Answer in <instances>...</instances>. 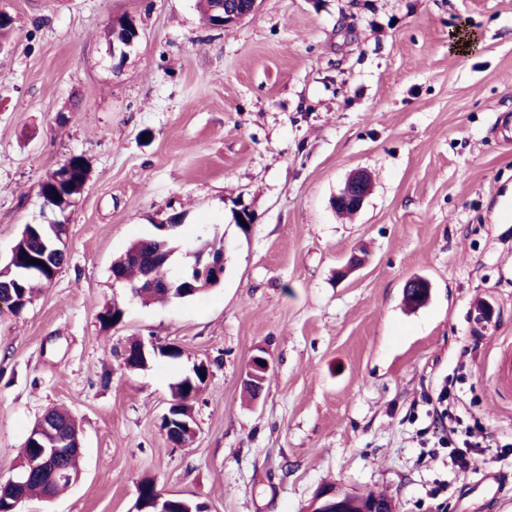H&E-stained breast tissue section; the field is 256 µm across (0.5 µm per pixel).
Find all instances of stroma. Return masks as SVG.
Segmentation results:
<instances>
[{
  "label": "stroma",
  "instance_id": "1",
  "mask_svg": "<svg viewBox=\"0 0 512 512\" xmlns=\"http://www.w3.org/2000/svg\"><path fill=\"white\" fill-rule=\"evenodd\" d=\"M0 10L15 25L0 51V260L43 223L39 183L69 155L88 164L67 264L20 314L0 310V478L47 409L70 411L84 446L68 489L17 512H133L147 477L208 512H305L330 484L391 495L397 512H512V395L495 390L512 345V140L494 131L512 117V0H257L224 30L197 0ZM122 16L140 36L120 58L106 33ZM360 170L371 193L340 215ZM174 213L181 240L223 233L224 280L145 306L112 263ZM356 253L365 264L338 278ZM417 276L431 299L409 312ZM115 301L124 319L103 328ZM138 339L183 354L126 369ZM256 354L270 369L250 402ZM201 361L196 433L176 448L170 386ZM447 380L464 421L494 435L464 478L429 447L445 430L423 397Z\"/></svg>",
  "mask_w": 512,
  "mask_h": 512
}]
</instances>
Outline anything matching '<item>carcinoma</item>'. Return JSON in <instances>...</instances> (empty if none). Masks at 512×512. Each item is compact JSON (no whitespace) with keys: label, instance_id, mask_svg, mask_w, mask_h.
<instances>
[{"label":"carcinoma","instance_id":"obj_1","mask_svg":"<svg viewBox=\"0 0 512 512\" xmlns=\"http://www.w3.org/2000/svg\"><path fill=\"white\" fill-rule=\"evenodd\" d=\"M198 8L205 20L213 24L224 16V0H198ZM129 18L120 17L113 21L109 31L112 42L121 45L126 42ZM88 176L87 162L81 155H72L65 159L48 176L40 182L38 195L42 201L50 202L56 210H62V205L72 206L73 200L80 195ZM173 236L165 233L153 232L135 240L127 249L125 257L118 261L121 275L126 279L125 285L129 288L130 295L143 303H153L157 300L182 299L199 296L214 286L209 279H199L191 266H186L177 277L169 278V289L140 288L138 284L146 271L147 266L160 252L174 254L172 244ZM13 260L8 265L0 266V293H11L12 300L6 305V309L14 314H20L30 301L35 284L38 282L52 281L67 260V253L63 236L53 230L48 224H27L12 247ZM37 259L41 261L38 270L34 274H27L25 270L31 267L29 261ZM431 288L430 282L422 277L410 279L406 285V296L421 302L428 298ZM124 316V308L114 301L112 306L105 308L100 315V323L104 328L112 327V322L121 321ZM203 381L195 377L188 380L183 377L172 387V400H174L180 412L179 418L192 410V403L201 389ZM55 418L66 430L67 437L71 440L78 437L79 428L72 416L62 410H54ZM70 485L65 481L57 485L51 484L39 473L29 480L25 495L47 497L51 493L61 492ZM373 501L377 504L392 505L394 499L386 494H361L359 496L346 497L347 509L351 512L363 507V504Z\"/></svg>","mask_w":512,"mask_h":512}]
</instances>
